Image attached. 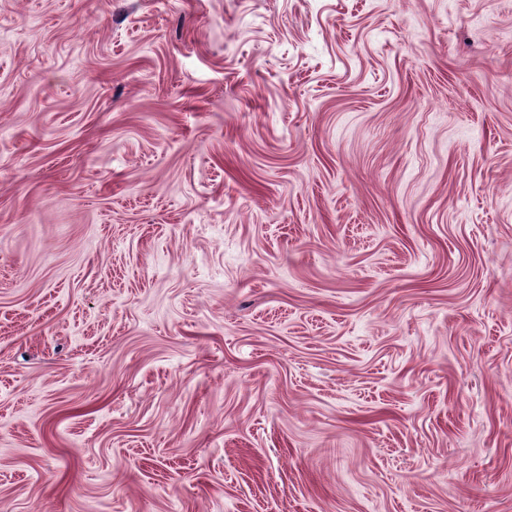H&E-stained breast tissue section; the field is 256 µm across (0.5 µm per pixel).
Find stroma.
Masks as SVG:
<instances>
[{
    "mask_svg": "<svg viewBox=\"0 0 512 512\" xmlns=\"http://www.w3.org/2000/svg\"><path fill=\"white\" fill-rule=\"evenodd\" d=\"M0 512H512V0H0Z\"/></svg>",
    "mask_w": 512,
    "mask_h": 512,
    "instance_id": "1",
    "label": "stroma"
}]
</instances>
